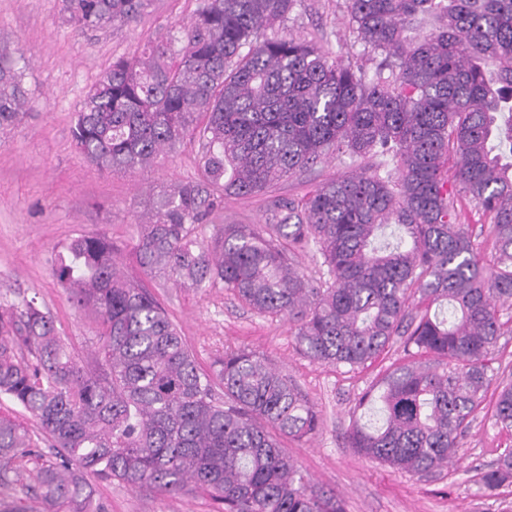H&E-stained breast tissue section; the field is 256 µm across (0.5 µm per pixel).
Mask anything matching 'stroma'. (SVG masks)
<instances>
[{
	"mask_svg": "<svg viewBox=\"0 0 512 512\" xmlns=\"http://www.w3.org/2000/svg\"><path fill=\"white\" fill-rule=\"evenodd\" d=\"M199 0H150L134 20H114L77 30L65 0H0V51H24L23 84L31 106L11 130L0 133V304L37 298L51 313L80 366L98 359L97 323L77 309L53 275L58 247L73 238L107 232L125 274L144 279L134 251L136 226L160 190L199 178L196 154L184 145L157 166L134 173H101L76 149L72 125L89 87L119 57L188 21ZM288 33L321 42L337 55L359 57L346 24V0H297ZM364 159L341 155L253 197H225L198 236L211 239L220 225L261 224L271 200L300 197L320 182L359 170ZM145 280V279H144ZM148 282V281H147ZM167 310L199 368L211 372L225 348L262 355L315 404L320 427L311 437L283 439L282 446L312 483L335 488L346 512H512V485L485 496L481 474L506 448L512 431L492 417L494 396L476 412L454 464L425 480L371 461L350 448L354 407L402 355L394 342L372 365L352 370L312 362L296 348L287 318L262 315L222 288H183L148 282ZM106 512H218L209 495L186 490L158 496L125 483L94 480Z\"/></svg>",
	"mask_w": 512,
	"mask_h": 512,
	"instance_id": "obj_1",
	"label": "stroma"
}]
</instances>
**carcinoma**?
<instances>
[{
    "label": "carcinoma",
    "mask_w": 512,
    "mask_h": 512,
    "mask_svg": "<svg viewBox=\"0 0 512 512\" xmlns=\"http://www.w3.org/2000/svg\"><path fill=\"white\" fill-rule=\"evenodd\" d=\"M296 0H200L194 16L140 53L112 61L72 130L106 173L156 165L183 142L199 179L161 192L137 224L143 273L181 287L233 292L263 315L285 316L297 349L352 369L395 338L402 361L357 407L349 446L420 479L456 455L492 384L489 364L512 336V0H347L348 29L371 61L278 34ZM144 0H66L92 30L137 16ZM28 105L19 59L0 53V129ZM340 154L390 155L395 173L364 169L278 197L265 223L195 233L226 195L255 196ZM454 157L453 183L443 167ZM489 224L496 262L480 258L458 207ZM389 224L393 244H377ZM314 246L320 276L296 254ZM53 273L98 320V368L88 372L35 299L0 306V396L38 422L0 416V462L37 461L30 493L49 512H105L85 475L175 494L191 485L224 512H345L281 445L318 428L311 400L247 349H228L214 374L198 368L157 300L126 278L104 232L57 252ZM431 356L435 365L419 362ZM495 423L512 430V382L498 385ZM512 484L507 448L480 485ZM0 415L14 418L22 423L33 433V438L38 445L36 451L43 455L44 460L54 459L53 450L48 447V443L40 434L36 421L20 405L8 398L0 397Z\"/></svg>",
    "instance_id": "cac0c4a2"
}]
</instances>
